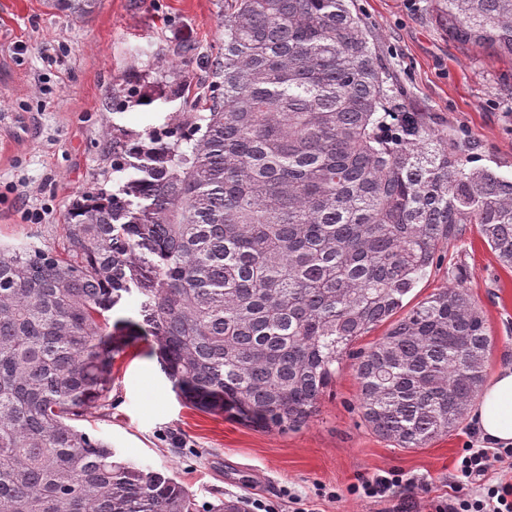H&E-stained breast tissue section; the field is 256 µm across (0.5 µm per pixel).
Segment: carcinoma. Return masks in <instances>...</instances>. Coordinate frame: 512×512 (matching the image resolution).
Listing matches in <instances>:
<instances>
[{
  "mask_svg": "<svg viewBox=\"0 0 512 512\" xmlns=\"http://www.w3.org/2000/svg\"><path fill=\"white\" fill-rule=\"evenodd\" d=\"M49 5L85 18L99 0ZM439 7L452 37L512 57V0ZM210 78L206 111L112 135V172L134 174L75 195L63 251L0 247V512H194L176 479L76 425L134 339L109 324L133 285L172 390L206 413L297 428L348 358L366 424L423 448L481 391L492 340L468 290L404 299L461 224L512 267V179L398 111L348 0H224Z\"/></svg>",
  "mask_w": 512,
  "mask_h": 512,
  "instance_id": "1",
  "label": "carcinoma"
}]
</instances>
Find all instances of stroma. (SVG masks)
<instances>
[{"instance_id": "obj_1", "label": "stroma", "mask_w": 512, "mask_h": 512, "mask_svg": "<svg viewBox=\"0 0 512 512\" xmlns=\"http://www.w3.org/2000/svg\"><path fill=\"white\" fill-rule=\"evenodd\" d=\"M376 37L392 82L418 112L440 118L475 165L512 178V59L451 37L435 0H353ZM224 0H101L88 18L45 0H0V246H60L66 207L94 185L113 189L114 129L160 130L200 99L222 45ZM185 75L186 99L135 98ZM44 211L41 223L27 210ZM464 284L492 339L486 377L512 365V267L501 265L476 225L464 224L438 266L405 300ZM80 426L108 440L117 456L176 478L198 508L238 498L306 497L312 512H379L353 485L397 469L405 512H434L452 496L448 478L472 439L471 416L424 448L403 449L374 433L359 409V387L344 366L317 413L297 429L266 431L231 415L184 405L148 344L116 357L108 406ZM337 490V500L315 494Z\"/></svg>"}]
</instances>
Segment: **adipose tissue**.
<instances>
[{
    "label": "adipose tissue",
    "instance_id": "ef3b65f1",
    "mask_svg": "<svg viewBox=\"0 0 512 512\" xmlns=\"http://www.w3.org/2000/svg\"><path fill=\"white\" fill-rule=\"evenodd\" d=\"M491 446L512 445V368L499 370L481 394L473 414Z\"/></svg>",
    "mask_w": 512,
    "mask_h": 512
}]
</instances>
